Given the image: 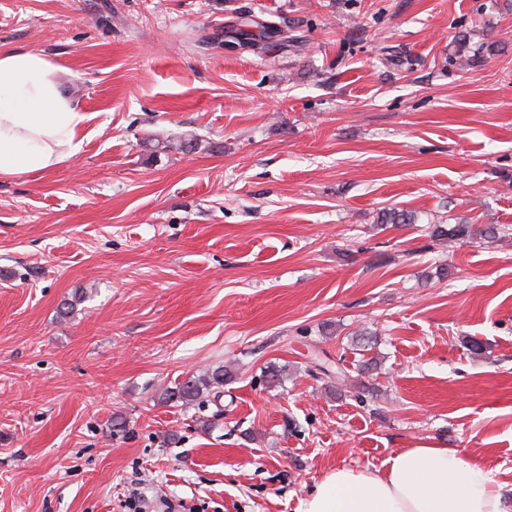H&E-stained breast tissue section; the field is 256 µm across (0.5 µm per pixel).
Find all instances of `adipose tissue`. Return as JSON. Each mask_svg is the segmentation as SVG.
Here are the masks:
<instances>
[{"label": "adipose tissue", "mask_w": 512, "mask_h": 512, "mask_svg": "<svg viewBox=\"0 0 512 512\" xmlns=\"http://www.w3.org/2000/svg\"><path fill=\"white\" fill-rule=\"evenodd\" d=\"M87 116L42 52L0 49V178L48 171L78 154ZM300 512H504L492 470L457 448H405L381 470L338 467Z\"/></svg>", "instance_id": "obj_1"}]
</instances>
